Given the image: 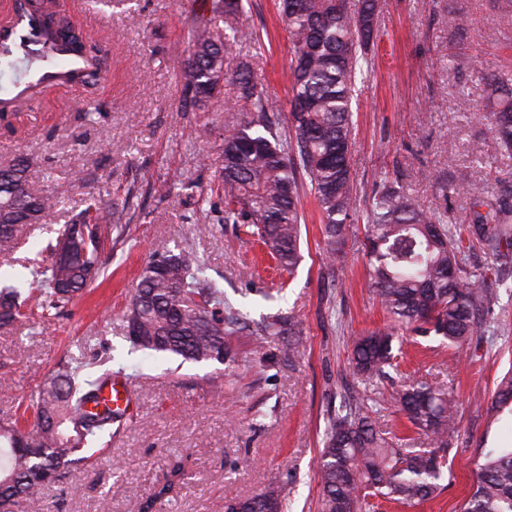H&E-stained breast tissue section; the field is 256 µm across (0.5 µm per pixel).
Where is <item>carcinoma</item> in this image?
<instances>
[{
  "instance_id": "1",
  "label": "carcinoma",
  "mask_w": 512,
  "mask_h": 512,
  "mask_svg": "<svg viewBox=\"0 0 512 512\" xmlns=\"http://www.w3.org/2000/svg\"><path fill=\"white\" fill-rule=\"evenodd\" d=\"M489 2L500 26L511 29L512 0ZM26 5L71 51L98 57L96 41L68 25L47 0ZM279 8L290 45L289 109L283 122L272 119L253 64L238 65L233 80L247 112L221 144L219 200L224 223L243 225L291 273L302 258L300 197L310 192L321 221V275L333 280L357 214L352 101L357 73L371 64L380 2L361 0L352 14L336 0H280ZM241 10L242 0H212V16L193 27L180 73L183 111L224 106L226 47L255 39L239 21ZM487 85L497 105L486 120L499 146L512 152V75L492 74ZM448 191L473 200L464 223L452 227L444 213L419 204L397 181L381 182L367 204L363 249L369 283L389 325L352 340L351 370L360 378L386 377L401 352L395 348L401 330L468 357L493 326V280L512 270V191L497 194L465 180L449 184ZM62 201L57 189H30L24 162L0 165V252L10 248L17 225L42 223ZM126 209L116 202L90 206L59 229L48 259L30 266V309L43 318L59 316L95 282L112 256V234L124 229ZM475 247L493 258L490 267L467 268L466 254ZM22 305L18 286L0 284V328L22 316ZM122 322L133 349L198 363L234 361L232 337L243 329L205 260L166 245L143 269ZM260 332L281 340L288 358L301 346V331L289 315L266 317ZM109 377L105 372L82 378L67 365L40 386L32 421L0 422V512H12L19 499L44 486L56 484L63 494L75 489L67 481L70 470L87 459L90 448L112 438V426L125 416L101 401V384ZM388 400L432 447H395L373 428L364 399L351 395L331 416L317 462L323 512H370L377 498L412 508L440 491L460 432L456 398L436 382L416 379L393 387ZM510 405L512 373L497 384L489 410ZM182 475V466H174L140 512H153ZM283 507V487L272 483L242 500L241 512ZM464 512H512V448L490 453L478 465Z\"/></svg>"
}]
</instances>
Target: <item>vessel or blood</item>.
Returning <instances> with one entry per match:
<instances>
[{"label":"vessel or blood","instance_id":"vessel-or-blood-1","mask_svg":"<svg viewBox=\"0 0 512 512\" xmlns=\"http://www.w3.org/2000/svg\"><path fill=\"white\" fill-rule=\"evenodd\" d=\"M91 62L68 52L40 19L18 6L0 28V110L33 102L39 89L81 84Z\"/></svg>","mask_w":512,"mask_h":512}]
</instances>
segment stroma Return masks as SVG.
Returning <instances> with one entry per match:
<instances>
[{
    "label": "stroma",
    "instance_id": "1",
    "mask_svg": "<svg viewBox=\"0 0 512 512\" xmlns=\"http://www.w3.org/2000/svg\"><path fill=\"white\" fill-rule=\"evenodd\" d=\"M195 0H59L64 18L109 51L94 84L48 88L30 108L0 118V164L28 161L38 191L67 189L51 223L19 226L14 253H0V279L17 275L25 259L40 258L66 217L109 198L128 199L123 239L97 284L54 319L34 316L0 329V419L22 416L42 381L68 363L87 374L102 370L130 383L129 416L114 426L108 444L89 449L75 468L78 492L60 500L40 488L16 512H138L176 461L186 466L171 500L156 512H224L229 499L246 498L272 482L284 484V512H321L317 459L328 419L342 397L357 391L369 404L376 430L413 437L407 420L384 400L392 383L414 376L444 384L458 401L461 434L452 445L451 477L432 501L411 512H462L478 463L493 450L512 448V412L489 405L500 377L512 369V278L499 285L497 332L492 346L466 362L451 348L405 336L404 357L386 381H357L348 358L354 337L384 328V313L369 291L366 259L357 243L335 282L323 280L321 224L303 196V258L293 274L275 270L262 247L201 199L216 196L220 145L245 111L232 80L222 97L232 109H181L179 75L190 32L200 18ZM242 24L254 42L229 45L226 72L253 60L276 115H285L290 52L276 0H243ZM372 66L358 78L353 105L355 146L351 172L360 202L384 177L398 179L419 203L462 223L468 198L449 194L454 178L512 189V153L485 125L484 75L512 70L488 0H380ZM467 12L470 25L455 36L452 18ZM106 103L84 117L74 101ZM180 191H172V184ZM196 252L224 295L244 313L233 337L234 363L180 362L150 351H131L122 312L158 244ZM292 315L303 347L292 358L277 340L258 335L263 317ZM110 360H90L100 343ZM222 376L214 390L209 380Z\"/></svg>",
    "mask_w": 512,
    "mask_h": 512
}]
</instances>
